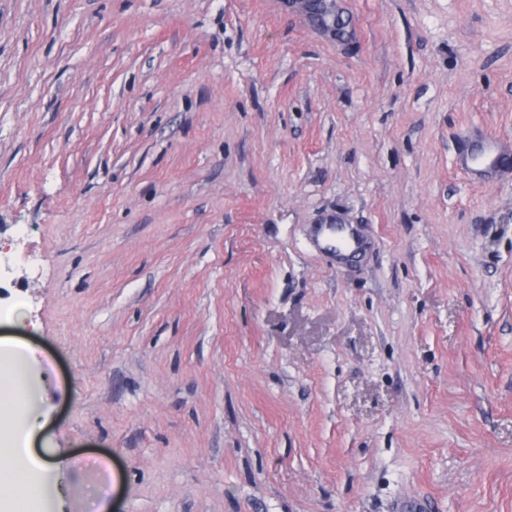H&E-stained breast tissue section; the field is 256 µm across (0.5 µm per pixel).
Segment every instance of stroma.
I'll use <instances>...</instances> for the list:
<instances>
[{
	"mask_svg": "<svg viewBox=\"0 0 512 512\" xmlns=\"http://www.w3.org/2000/svg\"><path fill=\"white\" fill-rule=\"evenodd\" d=\"M336 8L0 0V336L63 512H512V172L453 165L512 138V0ZM284 5L288 8H295L300 12L304 13L309 21L317 28L329 33L334 39L341 40L339 38L340 33L336 35V30L341 29V24L336 28V24L327 25L323 23L321 15L318 9L319 0H282ZM512 142L495 136H484L467 141L456 156V166L465 173L491 175L506 164ZM315 242L324 244L323 248L334 250L340 262L365 250L367 244L354 232L347 233V225L343 226L338 219L328 224H319L315 229Z\"/></svg>",
	"mask_w": 512,
	"mask_h": 512,
	"instance_id": "stroma-1",
	"label": "stroma"
}]
</instances>
